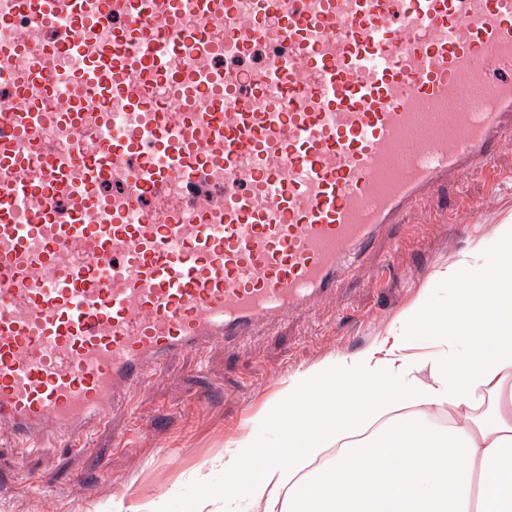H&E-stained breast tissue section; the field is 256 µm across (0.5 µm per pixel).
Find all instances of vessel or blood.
<instances>
[{"mask_svg":"<svg viewBox=\"0 0 512 512\" xmlns=\"http://www.w3.org/2000/svg\"><path fill=\"white\" fill-rule=\"evenodd\" d=\"M0 425L335 299L512 142V0H0Z\"/></svg>","mask_w":512,"mask_h":512,"instance_id":"b4317fda","label":"vessel or blood"}]
</instances>
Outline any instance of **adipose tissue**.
Masks as SVG:
<instances>
[{"label": "adipose tissue", "instance_id": "adipose-tissue-1", "mask_svg": "<svg viewBox=\"0 0 512 512\" xmlns=\"http://www.w3.org/2000/svg\"><path fill=\"white\" fill-rule=\"evenodd\" d=\"M436 278L453 306L423 292L380 341L291 376L271 435L226 443L224 512H512V224Z\"/></svg>", "mask_w": 512, "mask_h": 512}]
</instances>
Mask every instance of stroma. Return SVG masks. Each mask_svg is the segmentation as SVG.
I'll return each mask as SVG.
<instances>
[{
    "label": "stroma",
    "mask_w": 512,
    "mask_h": 512,
    "mask_svg": "<svg viewBox=\"0 0 512 512\" xmlns=\"http://www.w3.org/2000/svg\"><path fill=\"white\" fill-rule=\"evenodd\" d=\"M511 217L512 145L495 179L472 175L427 197L397 229L399 246L380 242L355 262L335 301L155 372L87 453L57 436L33 451L0 430V512H184L199 495L220 496L226 442L271 433L263 409L289 376L372 344L422 289L452 301L453 285L435 273Z\"/></svg>",
    "instance_id": "1"
}]
</instances>
